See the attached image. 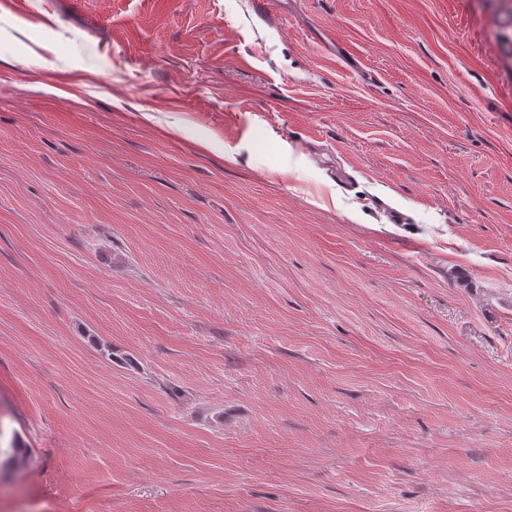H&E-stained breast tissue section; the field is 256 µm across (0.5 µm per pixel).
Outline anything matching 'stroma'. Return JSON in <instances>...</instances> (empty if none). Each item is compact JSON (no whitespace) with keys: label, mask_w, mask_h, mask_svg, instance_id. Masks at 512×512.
Returning <instances> with one entry per match:
<instances>
[{"label":"stroma","mask_w":512,"mask_h":512,"mask_svg":"<svg viewBox=\"0 0 512 512\" xmlns=\"http://www.w3.org/2000/svg\"><path fill=\"white\" fill-rule=\"evenodd\" d=\"M512 0H0V512H512Z\"/></svg>","instance_id":"35a3bbf8"}]
</instances>
